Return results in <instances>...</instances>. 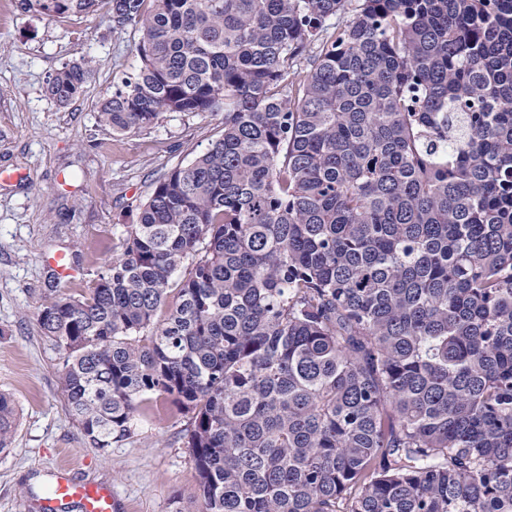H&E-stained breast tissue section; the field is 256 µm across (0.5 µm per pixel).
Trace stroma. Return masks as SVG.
<instances>
[{
    "label": "stroma",
    "instance_id": "35a3bbf8",
    "mask_svg": "<svg viewBox=\"0 0 512 512\" xmlns=\"http://www.w3.org/2000/svg\"><path fill=\"white\" fill-rule=\"evenodd\" d=\"M138 38L130 28L113 30L101 11L50 19L23 0H0V392L19 412L10 448L0 453V512H39L61 465L85 481L111 483L125 512L201 510L183 445L188 416L159 396L129 439L91 447L65 408V353L38 324L47 296L89 293L121 253L154 183L222 133L220 112H166L129 134L101 126L96 104L137 65ZM82 58L90 61L85 92L59 105L47 81ZM60 253L79 266L77 279L59 277Z\"/></svg>",
    "mask_w": 512,
    "mask_h": 512
}]
</instances>
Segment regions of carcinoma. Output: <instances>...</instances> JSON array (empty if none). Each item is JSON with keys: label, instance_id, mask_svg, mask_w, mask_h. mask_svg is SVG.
I'll use <instances>...</instances> for the list:
<instances>
[{"label": "carcinoma", "instance_id": "cac0c4a2", "mask_svg": "<svg viewBox=\"0 0 512 512\" xmlns=\"http://www.w3.org/2000/svg\"><path fill=\"white\" fill-rule=\"evenodd\" d=\"M24 2L138 30L112 132L224 114L90 293L41 304L91 447L164 395L202 512H512V0ZM17 423L0 393V453Z\"/></svg>", "mask_w": 512, "mask_h": 512}]
</instances>
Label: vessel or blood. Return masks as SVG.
I'll list each match as a JSON object with an SVG mask.
<instances>
[{"label":"vessel or blood","instance_id":"vessel-or-blood-1","mask_svg":"<svg viewBox=\"0 0 512 512\" xmlns=\"http://www.w3.org/2000/svg\"><path fill=\"white\" fill-rule=\"evenodd\" d=\"M72 502L79 512H121L120 500L105 483H87L72 476L69 469L55 473L51 490L42 502L44 512H54L59 502Z\"/></svg>","mask_w":512,"mask_h":512}]
</instances>
